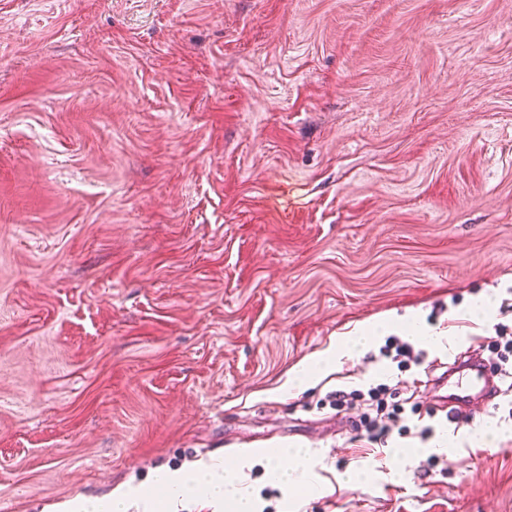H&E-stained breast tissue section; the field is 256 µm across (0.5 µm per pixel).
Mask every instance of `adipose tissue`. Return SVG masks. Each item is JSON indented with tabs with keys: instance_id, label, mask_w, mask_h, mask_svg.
<instances>
[{
	"instance_id": "ef3b65f1",
	"label": "adipose tissue",
	"mask_w": 512,
	"mask_h": 512,
	"mask_svg": "<svg viewBox=\"0 0 512 512\" xmlns=\"http://www.w3.org/2000/svg\"><path fill=\"white\" fill-rule=\"evenodd\" d=\"M244 462L201 460L188 471H172L160 476L158 485L166 498L142 492L128 485L116 486L109 500L82 498L77 504H62V512H167L177 500L198 497L224 504L229 512H254L251 498L240 486Z\"/></svg>"
}]
</instances>
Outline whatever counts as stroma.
I'll return each instance as SVG.
<instances>
[{
	"label": "stroma",
	"mask_w": 512,
	"mask_h": 512,
	"mask_svg": "<svg viewBox=\"0 0 512 512\" xmlns=\"http://www.w3.org/2000/svg\"><path fill=\"white\" fill-rule=\"evenodd\" d=\"M411 310L429 369L379 336L279 394ZM500 324L512 0H0V512L249 448L319 460L246 466L258 512H512V393L455 424L430 380ZM372 383L433 435L325 403ZM363 335L364 334H362V336H348L342 346V349H338L336 351L328 349L320 353L319 356L311 362L306 360L299 363L292 369L293 377H289V383L297 381L298 386L302 388L305 385L319 380L317 373L322 371L321 365L323 364L325 368H329L335 361V357L341 358L346 354L351 356L358 347L364 346L370 337ZM380 355L396 363L398 368H408L422 366L427 352L423 349H415L410 342L403 340L399 336H390L385 344L380 348Z\"/></svg>",
	"instance_id": "stroma-1"
}]
</instances>
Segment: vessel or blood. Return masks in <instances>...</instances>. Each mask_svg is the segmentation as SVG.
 Instances as JSON below:
<instances>
[{
  "mask_svg": "<svg viewBox=\"0 0 512 512\" xmlns=\"http://www.w3.org/2000/svg\"><path fill=\"white\" fill-rule=\"evenodd\" d=\"M437 381L443 391V400L438 407L446 412L480 409L501 392L495 374L474 354L458 357Z\"/></svg>",
  "mask_w": 512,
  "mask_h": 512,
  "instance_id": "1",
  "label": "vessel or blood"
}]
</instances>
